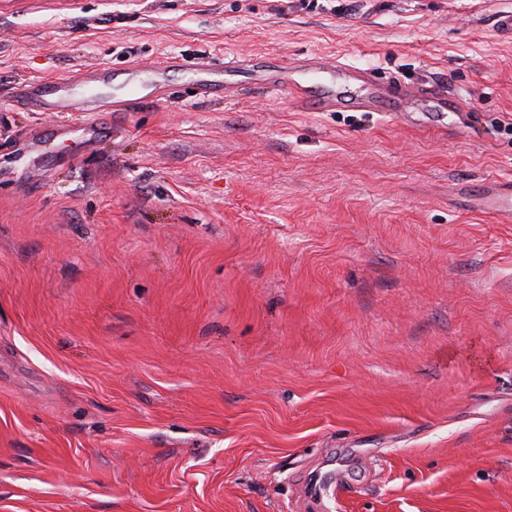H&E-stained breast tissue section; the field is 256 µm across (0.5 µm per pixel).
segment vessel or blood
<instances>
[{
  "mask_svg": "<svg viewBox=\"0 0 512 512\" xmlns=\"http://www.w3.org/2000/svg\"><path fill=\"white\" fill-rule=\"evenodd\" d=\"M241 67L240 60L208 54L191 60L177 55H170L154 63L155 79L152 88L157 97L166 94L164 75L172 69H188L193 77L196 94L206 97L225 96L229 93L224 83V75ZM315 71L323 78V93L319 108L324 112H333L341 107L342 102L336 95V87L340 82L353 80L367 86L365 96L356 99L354 108L362 112H402L414 99L427 98L460 110L464 103L458 99H449L446 90L439 87H420L410 89L395 80L380 81L371 70L353 67L343 62L329 63L313 56L306 60L289 64L278 70L261 69L257 72L259 81L271 82L278 86L294 102L305 103L307 100L301 76ZM109 66L84 71L73 76L70 81L56 86H47L43 81L35 80L21 84L15 94L17 103L36 112H52L70 116L77 112L109 111L124 112L128 109L127 100H118L112 104H98L84 100L73 94V87L92 86L105 80L110 74ZM487 198L484 210L493 215L512 213V181L487 187L484 191Z\"/></svg>",
  "mask_w": 512,
  "mask_h": 512,
  "instance_id": "b4317fda",
  "label": "vessel or blood"
}]
</instances>
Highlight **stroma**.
Here are the masks:
<instances>
[{
    "mask_svg": "<svg viewBox=\"0 0 512 512\" xmlns=\"http://www.w3.org/2000/svg\"><path fill=\"white\" fill-rule=\"evenodd\" d=\"M512 0H0V512H512ZM176 52L437 85L409 116L250 71L93 152L16 86ZM37 146H29V138ZM483 194L487 198L484 212L493 215H510L512 209V181L487 187Z\"/></svg>",
    "mask_w": 512,
    "mask_h": 512,
    "instance_id": "obj_1",
    "label": "stroma"
}]
</instances>
